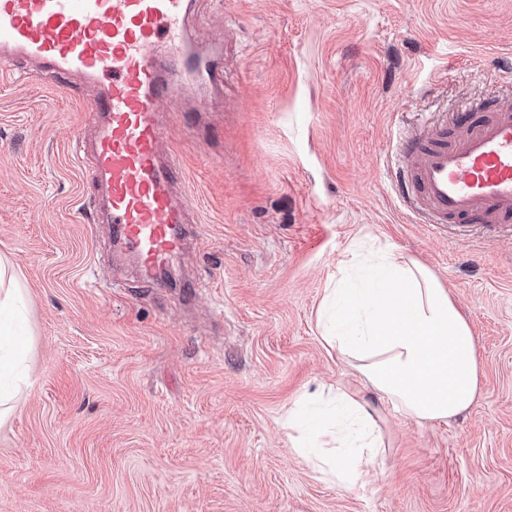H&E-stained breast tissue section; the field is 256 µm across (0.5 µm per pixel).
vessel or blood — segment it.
Instances as JSON below:
<instances>
[{
  "instance_id": "vessel-or-blood-1",
  "label": "vessel or blood",
  "mask_w": 512,
  "mask_h": 512,
  "mask_svg": "<svg viewBox=\"0 0 512 512\" xmlns=\"http://www.w3.org/2000/svg\"><path fill=\"white\" fill-rule=\"evenodd\" d=\"M192 0H0V66L37 61L58 79L81 75L94 90L97 132L82 152L88 198H102L114 252L133 255L150 285L185 255L188 200L162 157L158 114L182 79L220 86L224 66L186 33ZM422 126L400 144L397 199L434 227L477 223L512 230V107L490 120Z\"/></svg>"
}]
</instances>
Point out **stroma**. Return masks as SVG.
I'll return each instance as SVG.
<instances>
[{"label":"stroma","mask_w":512,"mask_h":512,"mask_svg":"<svg viewBox=\"0 0 512 512\" xmlns=\"http://www.w3.org/2000/svg\"><path fill=\"white\" fill-rule=\"evenodd\" d=\"M221 97L164 101L198 232L177 285L136 288L86 210L93 96L0 75V256L23 288L27 386L0 422V512H512V234L462 239L395 198L397 143L512 106V0H195ZM432 272L479 350L476 398L350 492L297 454L301 402L361 388L317 310L355 245ZM195 284L185 293L183 282Z\"/></svg>","instance_id":"obj_1"}]
</instances>
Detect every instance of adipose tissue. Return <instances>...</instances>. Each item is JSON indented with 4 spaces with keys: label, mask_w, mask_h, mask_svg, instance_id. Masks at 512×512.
<instances>
[{
    "label": "adipose tissue",
    "mask_w": 512,
    "mask_h": 512,
    "mask_svg": "<svg viewBox=\"0 0 512 512\" xmlns=\"http://www.w3.org/2000/svg\"><path fill=\"white\" fill-rule=\"evenodd\" d=\"M358 287L337 285L319 312L322 338L356 363L362 390L330 399L311 433L296 418V450L326 478L346 490L365 487L386 444L374 414L391 404L412 420L445 422L472 404L478 388V354L471 329L439 280L415 262L379 249L359 259ZM23 294L11 265L0 258V372H14L0 387V416L13 409L26 384L18 374L25 345L13 339Z\"/></svg>",
    "instance_id": "1"
}]
</instances>
